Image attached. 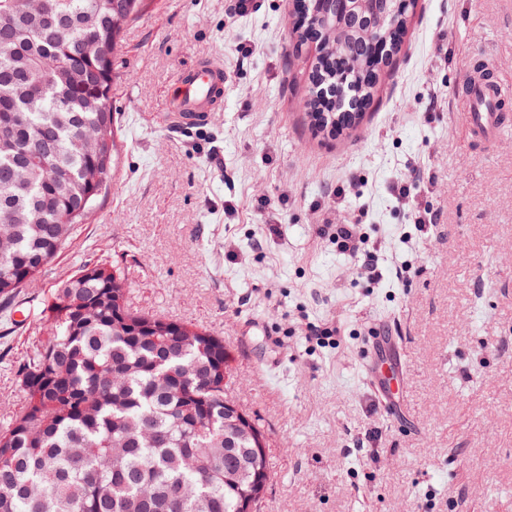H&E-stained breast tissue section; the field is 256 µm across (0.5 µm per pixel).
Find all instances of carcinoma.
<instances>
[{
  "label": "carcinoma",
  "mask_w": 512,
  "mask_h": 512,
  "mask_svg": "<svg viewBox=\"0 0 512 512\" xmlns=\"http://www.w3.org/2000/svg\"><path fill=\"white\" fill-rule=\"evenodd\" d=\"M0 0V135L18 150L0 151V314L15 327L18 282L35 279L65 249L76 226L91 223L112 182L99 164L100 136L115 142L114 50L142 0ZM296 13L322 22L303 28L296 48L349 43L355 60L314 54L306 106L316 129L356 125L381 73L402 47L413 7L389 0L386 20L364 34L336 10L296 0ZM92 38L109 47L85 55ZM387 42L389 57L369 59ZM347 77L359 100L347 107L318 88ZM51 150L47 171L24 164V150ZM100 169L101 183L87 179ZM112 261L84 263L34 307L33 353L17 362L22 409L0 428V512H242L239 490L253 481L252 443L224 447V339L170 321L172 335L147 336L164 317L130 307Z\"/></svg>",
  "instance_id": "1"
}]
</instances>
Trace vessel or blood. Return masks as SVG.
Segmentation results:
<instances>
[{"mask_svg":"<svg viewBox=\"0 0 512 512\" xmlns=\"http://www.w3.org/2000/svg\"><path fill=\"white\" fill-rule=\"evenodd\" d=\"M489 63L471 65L466 87L465 119L472 135L479 141L490 142L500 138L508 118L502 107L512 97L507 89L490 78ZM223 71L201 61L184 73L174 86L167 110L171 125L191 128L206 124L224 97ZM367 374L381 373L380 388L385 394L395 391V376L401 375L398 343H387L385 337H374L367 352Z\"/></svg>","mask_w":512,"mask_h":512,"instance_id":"1","label":"vessel or blood"}]
</instances>
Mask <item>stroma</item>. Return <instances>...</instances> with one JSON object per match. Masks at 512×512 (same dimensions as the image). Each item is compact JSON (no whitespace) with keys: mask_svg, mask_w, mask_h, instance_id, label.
Segmentation results:
<instances>
[{"mask_svg":"<svg viewBox=\"0 0 512 512\" xmlns=\"http://www.w3.org/2000/svg\"><path fill=\"white\" fill-rule=\"evenodd\" d=\"M257 3L237 17L230 0H148L115 57L121 177L25 295L47 300L106 253L133 306L223 336L230 393L265 434L259 512H512V130L471 139L461 98L476 57L512 85V0H418L338 135L311 130L291 0ZM200 60L221 61L224 100L174 128L165 95ZM401 180L437 223L410 248ZM356 214L386 264L412 260L405 279L368 281L321 234ZM309 325L340 334L312 347ZM367 326L401 343L398 414L361 371ZM30 336L0 328V425Z\"/></svg>","mask_w":512,"mask_h":512,"instance_id":"stroma-1","label":"stroma"}]
</instances>
